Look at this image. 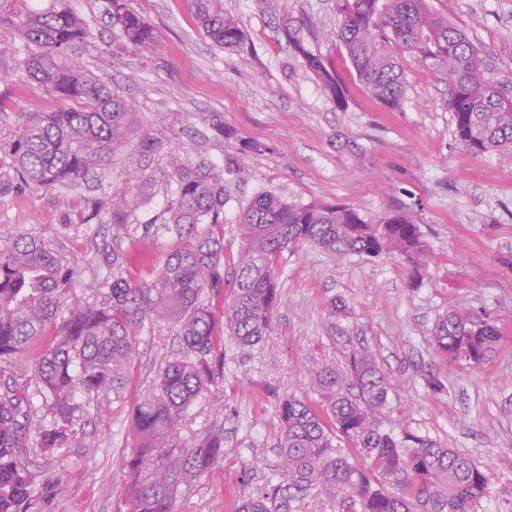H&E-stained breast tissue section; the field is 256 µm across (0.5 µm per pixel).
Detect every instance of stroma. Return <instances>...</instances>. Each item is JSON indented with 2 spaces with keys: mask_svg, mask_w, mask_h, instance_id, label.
<instances>
[{
  "mask_svg": "<svg viewBox=\"0 0 512 512\" xmlns=\"http://www.w3.org/2000/svg\"><path fill=\"white\" fill-rule=\"evenodd\" d=\"M482 50L485 75L512 82V0H428ZM157 30L150 49L117 51L108 0H69L88 38L75 61L104 75L152 126L160 143L141 159L152 189L143 220L160 216L170 189L171 154L223 162L245 143L250 154L231 187L225 252H237L233 219L242 203L270 189L304 201L355 207L370 220L399 211L420 224L433 255L424 280L410 286L395 255L338 261L306 245L281 258L272 331L255 346L226 341L224 382L215 391L223 413L224 462L178 497L177 512H234L243 491L260 487L277 462V404L288 394L313 396V373L343 370L352 343L376 355L393 389L384 428L406 427L465 454L491 474V495L479 512H512V158L472 154L458 143L448 109V80L416 54L402 52L405 97L390 110L350 84L337 108L295 59L282 33L279 0H224L251 50L248 57L216 47L186 0H131ZM294 20L317 31L313 52L345 70L336 36V0H291ZM27 48L0 32V99L8 114L45 112L54 100L24 69ZM219 114L236 137L211 129ZM125 165L67 190L36 189L19 178L0 150V242L20 233L45 239L80 282L99 278L97 252L112 245L108 211L91 214L87 198L111 200ZM488 312L501 332L497 356L475 368L449 365L430 345L439 315ZM178 348L170 325L155 320L140 345L120 400L105 416L88 407L84 428L51 461L65 488L42 512H118L121 461L132 404L151 389L162 362ZM445 386L433 393L429 376Z\"/></svg>",
  "mask_w": 512,
  "mask_h": 512,
  "instance_id": "obj_1",
  "label": "stroma"
}]
</instances>
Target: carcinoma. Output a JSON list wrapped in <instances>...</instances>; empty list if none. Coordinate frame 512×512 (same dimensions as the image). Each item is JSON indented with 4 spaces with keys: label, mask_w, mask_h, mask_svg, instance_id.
Returning a JSON list of instances; mask_svg holds the SVG:
<instances>
[{
    "label": "carcinoma",
    "mask_w": 512,
    "mask_h": 512,
    "mask_svg": "<svg viewBox=\"0 0 512 512\" xmlns=\"http://www.w3.org/2000/svg\"><path fill=\"white\" fill-rule=\"evenodd\" d=\"M111 25L122 49L149 48L158 36L129 0H110ZM205 34L241 53L245 37L224 14V0H188ZM337 32L363 90L397 110L404 99L395 48L418 55L448 76L455 137L473 154L512 157V91L485 78L481 50L427 0H336ZM283 36L324 96L345 107L349 87L336 66L313 52L303 25L283 13ZM26 44L28 76L57 102L51 112H24L5 137L23 182L69 187L111 170L125 151L129 165L158 141L142 130L131 104L100 75L80 69L72 53L87 31L68 0H0V30ZM260 150L250 145L219 166L170 162L175 189L161 224L142 223L149 199L124 181L112 201L119 244L99 252L106 276L84 285L44 240L28 233L0 242V512H33L61 475L35 472L78 434L86 400L123 395L146 324L176 326L182 348L160 366L153 388L132 405L123 460L120 512H175L182 489L224 460V430L209 425L181 436L189 410L224 383V339L253 346L267 336L282 302L284 252L300 245L333 257L395 254L410 284L424 279L431 251L420 225L394 212L372 223L351 206L290 200L262 190L236 219L238 251L224 254V176ZM164 232L160 258L134 271L123 245ZM435 354L473 367L490 362L501 336L488 317L450 311L432 332ZM349 371L313 374L316 400H279L278 463L272 476L242 495L236 512H301L311 490L333 498L336 512H478L490 475L464 454L408 428L382 427L391 384L365 346L348 354Z\"/></svg>",
    "instance_id": "obj_1"
}]
</instances>
